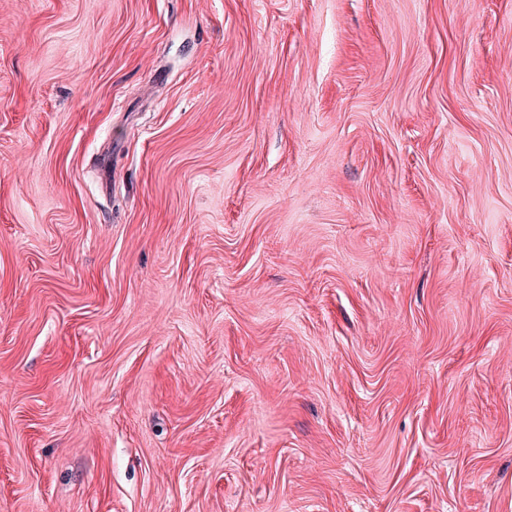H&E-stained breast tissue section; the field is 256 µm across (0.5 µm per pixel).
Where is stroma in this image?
Here are the masks:
<instances>
[{
  "instance_id": "35a3bbf8",
  "label": "stroma",
  "mask_w": 512,
  "mask_h": 512,
  "mask_svg": "<svg viewBox=\"0 0 512 512\" xmlns=\"http://www.w3.org/2000/svg\"><path fill=\"white\" fill-rule=\"evenodd\" d=\"M0 512H512V0H0Z\"/></svg>"
}]
</instances>
